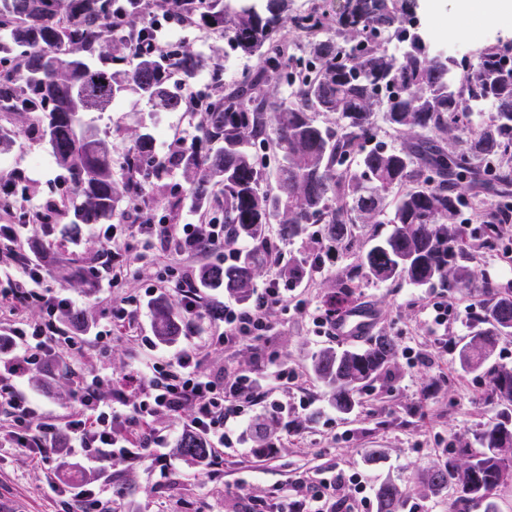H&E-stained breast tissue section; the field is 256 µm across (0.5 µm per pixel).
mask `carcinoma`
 <instances>
[{"label":"carcinoma","mask_w":512,"mask_h":512,"mask_svg":"<svg viewBox=\"0 0 512 512\" xmlns=\"http://www.w3.org/2000/svg\"><path fill=\"white\" fill-rule=\"evenodd\" d=\"M293 0H163L165 11L189 19L255 56L260 67L224 86L212 68L215 93L195 105L168 90L173 73L192 79L203 59L185 45L135 56L130 69H114L131 45L152 33L153 0H0V112L29 118L54 163L81 202L73 230L110 224L119 203H135L145 186L174 168L192 173L188 196L201 209L224 196L227 241L252 248L236 262L200 268L199 281L245 302L273 249L269 226L284 237L324 225L330 248L347 247L358 224H391L375 235L348 280L439 282L452 294L472 291L477 274L469 245L451 225L466 192L487 211L489 248L512 222V43L471 59L439 61L415 25L419 0H344L341 9L298 15ZM307 43L288 53L285 29ZM133 92L162 112H203L199 134L177 152L160 156L148 128L130 136L126 173H112V154L86 116L112 111ZM333 114L328 125L319 114ZM402 137L398 147L374 146L379 123ZM272 145L275 186L263 185L257 149ZM306 259L278 264V276L298 282ZM481 312L469 340L453 345L463 370L482 371L496 417L475 434L480 450L462 449L422 477L433 494L452 491L448 512L487 503L512 486V367L490 361L497 341L512 337V285L480 284ZM155 335H179L172 307L153 310ZM398 345L386 335L362 347L328 348L313 369L336 409L348 414L357 396L387 373ZM179 454L198 464L211 456L202 438L187 433ZM404 491L392 482L377 490V512H400Z\"/></svg>","instance_id":"1"}]
</instances>
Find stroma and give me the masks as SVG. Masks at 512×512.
Instances as JSON below:
<instances>
[{
	"mask_svg": "<svg viewBox=\"0 0 512 512\" xmlns=\"http://www.w3.org/2000/svg\"><path fill=\"white\" fill-rule=\"evenodd\" d=\"M191 46L208 66L222 62L225 82H232L247 70L255 69V58L234 50L224 39L195 26L169 24L168 48ZM202 119L198 112H161L145 100L130 94L118 100L114 111L96 118L100 130L108 134L116 177H123L124 154L131 131L148 127L155 134L156 151H174L183 139L192 138ZM19 172L22 180L11 191L12 211H0V224L14 223L16 212L44 209L47 202H60L69 193L63 187L61 170L55 165L47 144L39 135H19L9 150L0 152V177ZM188 178L173 171L160 183L147 184L137 206L120 204V224H185L192 216L191 204L171 212L168 201L185 198ZM458 227L474 242L473 268L477 273L512 284L504 275L505 257L478 248L483 231L482 216L471 210ZM385 224L356 228L347 249L336 252L325 265H316L322 227L308 225L305 232L290 240H277L282 256L304 254L312 259L308 275L288 293V303L274 317L269 332L260 340L207 346L214 330L209 312L230 303L223 289L206 291L195 317H180L181 334L175 345L156 344L146 349L140 339L153 333L151 306L138 310L135 319L113 326L106 349L87 342L69 365L89 370L101 381L100 391L111 396L112 383L131 368L166 356L173 346L206 344L203 372L223 373L232 382L242 373L256 372L269 396L286 402L288 412L273 415L264 405L253 408L254 420L274 427L269 448L259 449L256 441L244 448L225 449L214 458L211 469L217 478L202 486L203 468L167 448L170 465L168 482H159L155 466L147 461L106 463L89 472L59 458L44 466L14 453L0 454V507L5 512H60L49 491L54 482L98 481L103 483L119 512H160L174 496L204 497L208 512H247L255 498L293 495L302 480L316 473L359 475L371 488L385 481L405 493V512H446L447 495L424 489L421 477L433 463L445 459L452 449L473 442L476 432L495 416L487 401L488 383L479 374L461 369L451 343L467 339L469 325L479 311V300L467 295H449L440 284L415 287L404 281H359L351 305L370 306L378 317L376 334L394 337L398 353L390 372L374 381L358 397L359 404L348 414L331 405L324 384L313 372V360L323 349L345 348V341L317 332L309 316L311 310L327 307L340 279L355 265L372 235L388 232ZM24 251L43 259L48 274L42 283L54 295L75 301L84 314L81 335L107 323L114 306L125 298H141L147 279L128 277L122 287L109 288L104 278L90 275L93 267L105 264V255L96 227L82 228L78 237L59 231L42 233L39 225H29L20 235ZM447 304L448 322L435 328L432 307ZM288 365L298 380L289 388L278 386L266 368L268 357ZM41 400L43 413L38 423L60 424L74 416L79 406L72 386L62 370L34 373L28 383Z\"/></svg>",
	"mask_w": 512,
	"mask_h": 512,
	"instance_id": "obj_1",
	"label": "stroma"
}]
</instances>
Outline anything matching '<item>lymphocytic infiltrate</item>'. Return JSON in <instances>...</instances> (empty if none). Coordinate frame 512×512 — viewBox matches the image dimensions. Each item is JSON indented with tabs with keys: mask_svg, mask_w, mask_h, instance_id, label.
I'll return each mask as SVG.
<instances>
[{
	"mask_svg": "<svg viewBox=\"0 0 512 512\" xmlns=\"http://www.w3.org/2000/svg\"><path fill=\"white\" fill-rule=\"evenodd\" d=\"M139 234L146 244L159 241L179 255L219 246L228 262L249 248L244 241L227 244V233L220 224L212 225L206 233L192 223L150 224L140 228ZM99 235L114 258L110 285L119 286L130 275L142 276L141 257L127 249L125 230L108 224L100 228ZM16 265L18 275L9 282L11 295L41 303L49 316L29 327L14 328V352L0 358V412L6 413L8 419L7 426L0 428V439L6 447L45 465L62 454L82 467L147 457L158 463V472L164 477L168 470L162 464L161 450L167 437L154 427L153 421L158 416H178L187 408L192 411L189 429L203 436L214 454L240 443L238 428L247 423L249 409L260 402L261 380L255 374L242 373L228 384L222 376L202 374L199 367L204 348L200 345L182 348L165 362L153 361L131 369L114 383L108 400L100 396L96 376H74L79 414L61 429L51 424L33 425L38 409L22 394V383L36 368L53 367L64 351L80 350L83 339L61 336L50 313L66 306L67 301L40 292L43 268L23 257L17 258ZM287 298V289L274 278L250 305L219 307L214 317L223 329L217 334L216 343L259 339ZM346 485L345 476L333 475L315 484L310 495L285 496L275 504L252 501L250 512H360L366 499L347 494ZM53 490L63 512H113L112 501L105 497L102 487L76 482L54 485Z\"/></svg>",
	"mask_w": 512,
	"mask_h": 512,
	"instance_id": "f902f5d3",
	"label": "lymphocytic infiltrate"
}]
</instances>
